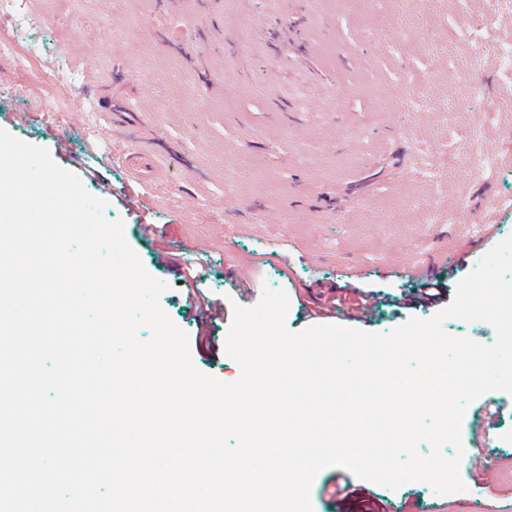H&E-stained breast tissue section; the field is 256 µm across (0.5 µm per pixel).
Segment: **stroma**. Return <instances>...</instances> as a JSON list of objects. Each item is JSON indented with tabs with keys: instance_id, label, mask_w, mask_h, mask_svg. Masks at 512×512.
Here are the masks:
<instances>
[{
	"instance_id": "1",
	"label": "stroma",
	"mask_w": 512,
	"mask_h": 512,
	"mask_svg": "<svg viewBox=\"0 0 512 512\" xmlns=\"http://www.w3.org/2000/svg\"><path fill=\"white\" fill-rule=\"evenodd\" d=\"M484 0H22L35 54L27 69L0 55V129L46 148L85 190L144 269L166 285L161 309L183 330L194 365L224 382L232 321L201 324L167 256L192 263L209 298L253 306L285 291L286 326H313L307 289L360 272L379 300L366 332L386 334L435 306L409 308L415 266L448 292L512 236V86L494 53L512 43V15ZM299 28L290 44L275 25ZM77 71L54 76L56 55ZM482 93L473 96L471 85ZM155 136L163 182L138 181L113 161V119ZM480 128L494 162L477 173L464 141ZM488 227L472 243L468 218ZM157 225L163 239L141 236ZM259 279L241 298L239 281ZM206 334L197 342V334ZM491 430L490 488L467 481L441 495L423 481L368 483L391 512H495L512 503V394Z\"/></svg>"
}]
</instances>
